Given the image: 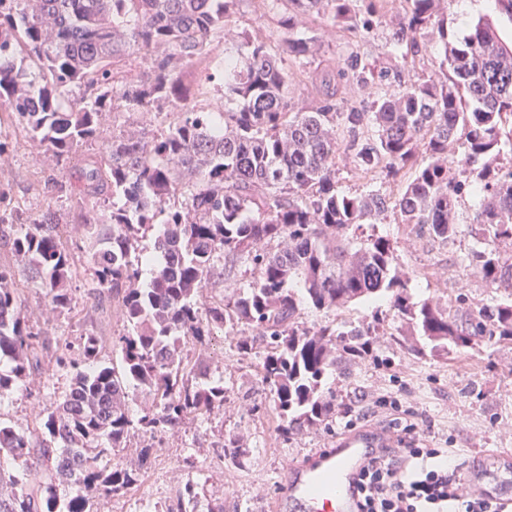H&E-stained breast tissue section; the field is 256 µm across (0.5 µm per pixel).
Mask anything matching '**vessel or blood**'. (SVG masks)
<instances>
[{"label":"vessel or blood","instance_id":"b4317fda","mask_svg":"<svg viewBox=\"0 0 512 512\" xmlns=\"http://www.w3.org/2000/svg\"><path fill=\"white\" fill-rule=\"evenodd\" d=\"M388 442L381 432H354L335 447L296 458L285 471L280 496L266 512H357V482L367 451Z\"/></svg>","mask_w":512,"mask_h":512}]
</instances>
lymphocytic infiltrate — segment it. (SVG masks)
Masks as SVG:
<instances>
[{
  "mask_svg": "<svg viewBox=\"0 0 512 512\" xmlns=\"http://www.w3.org/2000/svg\"><path fill=\"white\" fill-rule=\"evenodd\" d=\"M357 488L358 512H512L511 505L461 478L452 449L415 440L372 449Z\"/></svg>",
  "mask_w": 512,
  "mask_h": 512,
  "instance_id": "lymphocytic-infiltrate-1",
  "label": "lymphocytic infiltrate"
}]
</instances>
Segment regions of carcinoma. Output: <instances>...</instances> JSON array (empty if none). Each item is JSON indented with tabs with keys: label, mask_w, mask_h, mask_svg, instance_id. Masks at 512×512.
I'll return each mask as SVG.
<instances>
[{
	"label": "carcinoma",
	"mask_w": 512,
	"mask_h": 512,
	"mask_svg": "<svg viewBox=\"0 0 512 512\" xmlns=\"http://www.w3.org/2000/svg\"><path fill=\"white\" fill-rule=\"evenodd\" d=\"M240 0H0V109L23 118L29 140L54 162L45 185L70 195L67 162L80 157L76 209L27 215L0 207V224H18L11 249L30 267L54 310L73 301L72 253L57 228L78 225L99 288L112 299L125 330L113 341L119 366L100 357L98 337L83 336L68 392L42 412L44 438L0 422V512H92L91 493L117 494L137 481L112 454L135 431L155 433L190 415L224 408L223 379L201 374L191 384L182 345L204 343L216 327L243 330L247 355L265 345L261 382L288 435L329 425L339 403L324 385L342 363L370 356L386 326L413 356L512 343V257L491 243H512V42L481 17L458 45L448 44L439 0H406L391 45L416 60L433 37L444 55L432 74L398 81L397 91L368 105L341 109L336 89L308 109H295L284 62L317 53L296 15L327 8L333 21L367 31L386 0H288L294 14L277 48L250 37L224 55V98L217 112L199 104L213 74L204 65ZM142 56L145 76L126 82L117 61ZM337 79L366 82V66L350 55ZM170 109L167 127L104 135L102 117ZM383 179L410 176L395 199L380 190L336 186V159ZM477 196L470 223L483 246L469 265L494 291L472 306L459 291L454 306L416 301L400 269L394 241L376 231L389 211L400 223L443 243L457 236L458 202ZM154 236V255L139 249ZM224 259V304L205 308L215 260ZM152 276L142 282L143 265ZM251 272L245 287L237 266ZM0 267V393L31 367L39 333L19 314L12 280ZM385 300L357 325L309 326L302 310L340 311L357 301ZM131 388L144 408L126 407Z\"/></svg>",
	"instance_id": "obj_1"
}]
</instances>
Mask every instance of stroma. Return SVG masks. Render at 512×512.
Listing matches in <instances>:
<instances>
[{
	"label": "stroma",
	"mask_w": 512,
	"mask_h": 512,
	"mask_svg": "<svg viewBox=\"0 0 512 512\" xmlns=\"http://www.w3.org/2000/svg\"><path fill=\"white\" fill-rule=\"evenodd\" d=\"M448 19V41H462L479 17L489 16L512 41V20L496 12L493 0H444ZM406 9L405 0H394L380 22L366 38H355L325 14L300 17L303 31L321 46L318 56L302 61L288 60L291 88L299 107L312 106L319 97L324 75L335 74L354 51L386 70L384 81L361 86L340 85L337 97L343 103L372 101L396 87L398 80L429 75L443 55V45L432 41L414 67L403 65L392 54L390 35L393 22ZM286 0H241L229 26L227 45L252 36L268 43L279 41L278 18L287 13ZM49 165L38 159L35 146L22 128H15L5 154L0 155V192L10 207L26 213L46 207L66 213L76 197L52 199L50 193H35L31 185L50 174ZM476 200L466 196L458 210L465 222L453 242L444 244L417 233L388 214L378 232L390 235L397 244L403 271L411 279L415 299L443 304L457 292L469 294L473 304L488 302L492 290L469 265L466 255L481 235L478 225L469 223ZM74 302L70 311L58 313L38 288L32 271L17 273L14 286L20 315L42 333L37 353L40 367L31 371L12 390L0 394V421L29 434L33 445L43 436V409L62 400L69 389L71 369L59 367L56 357L68 350L79 358V337L91 332L102 337L101 357L114 361L112 346L124 331L111 296L100 294L88 259L75 256ZM234 337L215 330L207 344L192 341L183 346V364L192 373L207 371L224 379L227 400L222 410L204 417H189L174 428L155 435L139 432L117 449L115 463L138 469L140 479L126 491L93 500L94 512H256L257 500L276 499L282 490L284 466L314 448L335 447L347 433L378 429L398 433L412 427L414 437L434 448H455L460 458L471 463L476 488L498 490L512 498V479L495 463L497 453L512 452V344L483 347L478 355L455 352L446 356H410L394 352L389 364L374 360L356 363L347 380L328 376L326 385L336 388L340 407L326 429L305 430L283 439L274 411L249 413L246 399L258 396L259 358H240L233 349ZM234 438L241 445L237 461L225 460L221 445ZM155 446L149 460L140 451ZM197 482L198 505L184 501L181 492L187 481Z\"/></svg>",
	"instance_id": "35a3bbf8"
}]
</instances>
